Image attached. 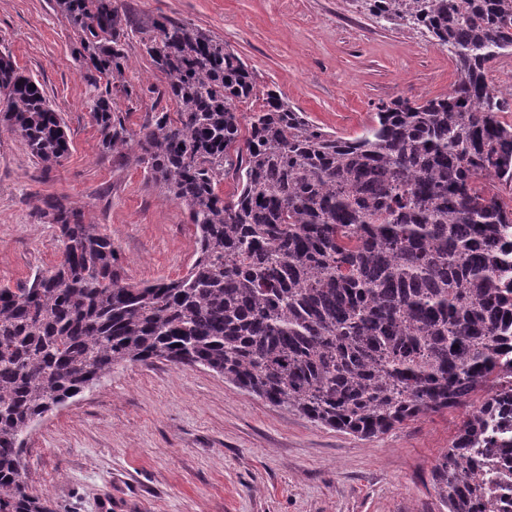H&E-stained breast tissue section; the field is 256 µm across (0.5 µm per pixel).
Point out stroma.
<instances>
[{
	"instance_id": "stroma-1",
	"label": "stroma",
	"mask_w": 512,
	"mask_h": 512,
	"mask_svg": "<svg viewBox=\"0 0 512 512\" xmlns=\"http://www.w3.org/2000/svg\"><path fill=\"white\" fill-rule=\"evenodd\" d=\"M131 31L117 108L137 130L174 111L143 50L161 16L234 49L258 89L272 88L325 130L360 135L383 102L447 93V50L376 21L355 0H120ZM79 40L51 0H0V52L61 113L69 152L50 171L0 132V287L16 288L59 260L58 228L38 208L68 196L101 225L130 282L182 276L196 250L184 206L144 166L103 155L88 105ZM471 405L358 437L273 406L201 368L124 363L28 434L26 479L57 512H442L432 470Z\"/></svg>"
}]
</instances>
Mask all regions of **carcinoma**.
<instances>
[{
  "instance_id": "1",
  "label": "carcinoma",
  "mask_w": 512,
  "mask_h": 512,
  "mask_svg": "<svg viewBox=\"0 0 512 512\" xmlns=\"http://www.w3.org/2000/svg\"><path fill=\"white\" fill-rule=\"evenodd\" d=\"M453 58L448 93L382 103L339 137L259 91L224 41L162 16L144 49L176 111L135 132L115 108L128 21L115 0H53L79 38L102 149L188 209L196 257L129 283L112 238L67 197L44 201L60 260L0 288V512H56L30 491L21 439L112 367H204L270 404L360 437L480 405L432 470L446 512H512V124L490 64L512 53V0H355ZM261 104L241 122L239 105ZM0 129L43 169L66 125L0 53ZM236 183L220 195L225 180Z\"/></svg>"
}]
</instances>
